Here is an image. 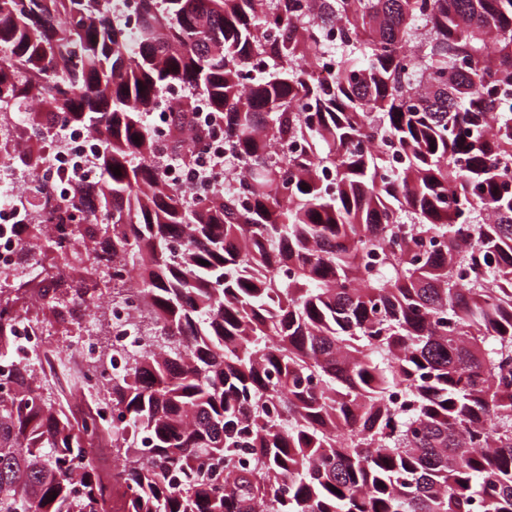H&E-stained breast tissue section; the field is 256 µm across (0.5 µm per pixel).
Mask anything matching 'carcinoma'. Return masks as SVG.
I'll return each mask as SVG.
<instances>
[{
	"label": "carcinoma",
	"mask_w": 512,
	"mask_h": 512,
	"mask_svg": "<svg viewBox=\"0 0 512 512\" xmlns=\"http://www.w3.org/2000/svg\"><path fill=\"white\" fill-rule=\"evenodd\" d=\"M174 85L223 125L184 101L164 147L221 134L237 187L153 163ZM1 103L26 167L59 124L103 149L26 200L87 247L0 285V512H512V0H0ZM132 271L117 423L73 421L14 307L63 323Z\"/></svg>",
	"instance_id": "cac0c4a2"
}]
</instances>
